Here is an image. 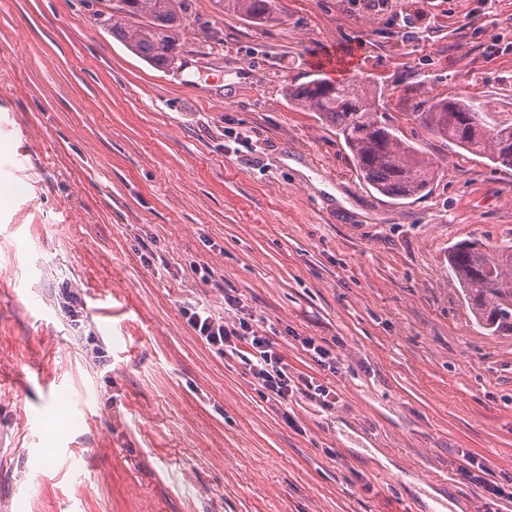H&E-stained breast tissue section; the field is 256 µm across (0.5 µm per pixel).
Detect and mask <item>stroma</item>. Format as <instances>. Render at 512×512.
Masks as SVG:
<instances>
[{
    "label": "stroma",
    "mask_w": 512,
    "mask_h": 512,
    "mask_svg": "<svg viewBox=\"0 0 512 512\" xmlns=\"http://www.w3.org/2000/svg\"><path fill=\"white\" fill-rule=\"evenodd\" d=\"M279 4L188 0L189 64L158 69L97 25L106 0H0V165L25 158L0 176V512H512V327L448 266L512 241V168L415 119L467 98L512 122V0ZM316 77L361 83L428 194L380 195L289 105ZM190 305L273 330L335 404L263 399ZM226 14L243 16L255 23H273L279 20L277 0H218ZM468 458L470 468H463L462 474L476 487L482 488L485 492L495 497H500L502 493L498 486L489 482L484 476L487 475V467L485 464L482 461L479 462L475 457Z\"/></svg>",
    "instance_id": "35a3bbf8"
}]
</instances>
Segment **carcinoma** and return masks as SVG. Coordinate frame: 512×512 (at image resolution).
Returning <instances> with one entry per match:
<instances>
[{"label": "carcinoma", "instance_id": "carcinoma-1", "mask_svg": "<svg viewBox=\"0 0 512 512\" xmlns=\"http://www.w3.org/2000/svg\"><path fill=\"white\" fill-rule=\"evenodd\" d=\"M218 5L226 14L255 23L279 20L278 0H218ZM96 21L157 68H171L187 54L186 0H112L109 11L96 13ZM285 94L288 103L316 113L336 130L358 174L379 194L418 199L430 191L434 181L430 163L400 137L397 128L377 118L361 86L315 78L288 86ZM416 118L432 135L512 167V123L497 121L472 102L438 99ZM448 263L482 327L496 330L512 324V245L491 256L475 240L461 242L448 254Z\"/></svg>", "mask_w": 512, "mask_h": 512}]
</instances>
